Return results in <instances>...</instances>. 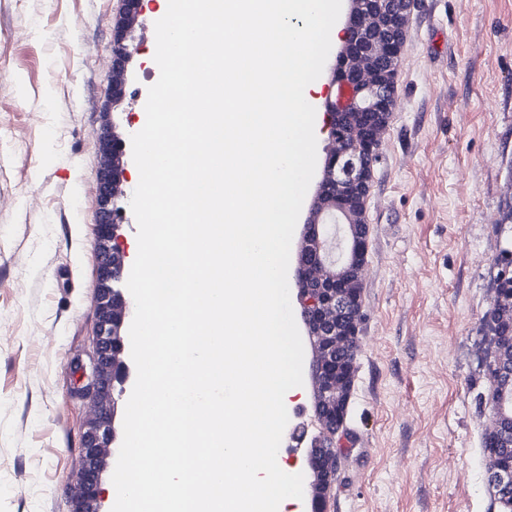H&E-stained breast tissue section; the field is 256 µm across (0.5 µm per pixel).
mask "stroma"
I'll use <instances>...</instances> for the list:
<instances>
[{"label":"stroma","instance_id":"35a3bbf8","mask_svg":"<svg viewBox=\"0 0 512 512\" xmlns=\"http://www.w3.org/2000/svg\"><path fill=\"white\" fill-rule=\"evenodd\" d=\"M117 0H0V512H71L92 405L97 141L137 131L155 14L106 112ZM365 199L351 443L328 512H499L487 314L512 231V0H413Z\"/></svg>","mask_w":512,"mask_h":512}]
</instances>
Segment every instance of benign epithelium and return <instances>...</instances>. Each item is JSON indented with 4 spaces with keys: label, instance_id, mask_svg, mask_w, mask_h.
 <instances>
[{
    "label": "benign epithelium",
    "instance_id": "obj_1",
    "mask_svg": "<svg viewBox=\"0 0 512 512\" xmlns=\"http://www.w3.org/2000/svg\"><path fill=\"white\" fill-rule=\"evenodd\" d=\"M112 25V66L107 76L112 103L125 95L127 65L133 50L127 41L143 14V0H119ZM411 0H351L339 38L323 103V128L332 147L326 151L322 178L306 220L294 279L304 320L315 327L313 348L322 378L315 394L336 414L327 435L332 447L309 460L316 476L312 512H326V493L346 447L344 424L350 404L355 361L348 349L358 344L361 328V276L367 261L369 226L364 199L372 181L382 136L396 108L395 81L401 46L409 32ZM125 143L115 126L105 124L98 138L97 289L94 354L85 391L96 410L81 438V467L72 479V512H101V479L109 465L115 382L124 376L122 334L129 298L121 288L124 253L117 243L113 211L125 169ZM489 367L501 394L512 392V329L497 331ZM488 434L501 447L488 449V479L497 487L501 512H512V415L490 402Z\"/></svg>",
    "mask_w": 512,
    "mask_h": 512
}]
</instances>
